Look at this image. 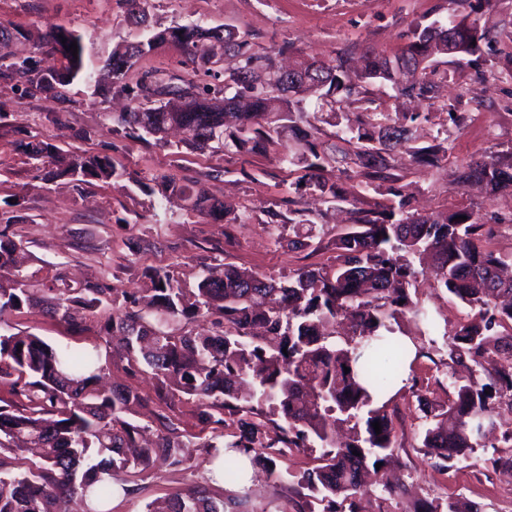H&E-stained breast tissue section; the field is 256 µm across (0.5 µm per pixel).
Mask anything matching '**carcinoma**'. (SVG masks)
<instances>
[{"mask_svg": "<svg viewBox=\"0 0 512 512\" xmlns=\"http://www.w3.org/2000/svg\"><path fill=\"white\" fill-rule=\"evenodd\" d=\"M213 29L198 24L153 31L145 42L122 43L112 50V82L97 83L105 97L115 91L135 107L115 122L131 131L143 130L163 139L168 127L186 134V145L204 152L214 145L238 152L262 151L286 132L297 140L294 152L310 171L305 186L327 200L343 199L336 182L326 176L330 162H351L370 182L394 181L388 152L405 149L420 166L438 168L448 148L438 142L412 144L407 123L389 122V114L375 106L369 86L389 83L401 97L431 100L447 74L438 59L473 55L478 42L512 41V29L490 34L476 23L452 19L434 21L412 32L400 53L390 57L375 52L362 55V66H351V53L325 61H305L288 70L296 77L281 84V69L268 51L255 48L248 34L222 27L224 54L237 60L224 79L200 89L190 79L165 80L145 72L134 84L124 76L157 45L180 46L184 64L192 70L213 71L206 46ZM45 44L66 60L60 70L37 76L35 89L54 93L84 74L83 37L48 27ZM77 43L78 54L65 46ZM189 96L193 109L171 104V98ZM356 104L362 119L336 132L355 142L349 157L339 148L334 156L319 148L309 130L300 127L307 108L336 120L342 105ZM25 152L36 161L53 157L54 146L28 142ZM79 181H109L120 176L107 155L73 159L64 170ZM486 184L490 192L512 190V163L493 156L471 160L459 169L457 184ZM163 197L179 196L192 210L206 216L223 215V204L207 195L196 182H180L169 175L154 178ZM406 202L380 210L358 212V227L336 240V263L331 270L299 268L286 282L267 278L233 264L207 270L196 291L188 292L169 271L145 270L150 287L141 294L110 299L112 313L97 319V309L111 293L105 284L72 285L62 279L48 288L51 298L18 278L3 281L15 267L18 244L0 231V322L7 314L42 304L46 312L70 323L71 307L89 311V323L74 328L84 332L96 324L98 334L118 338L116 354L132 375L149 373L156 381L157 399L169 409L168 386L195 398L201 422L214 426V441L204 444L211 459L224 467V480L242 479L244 455L256 465L274 471L271 464L285 448L319 451L320 465L303 473L301 488L323 504L320 512H356L355 500L364 492L363 471L368 465H396L394 427L382 401L399 382L408 353L390 340L392 325L407 314L425 332L434 329L426 309L412 300L409 289L419 271L404 255L426 262L431 286L441 288L462 304L477 309L476 317L448 335L445 363L452 395L446 406H432L417 394L425 416L423 447L440 460L443 470L478 447L496 428L500 406H512V335L494 327L512 322V277L502 276L512 266V253L503 254L482 244L479 213L461 209L435 217L405 210ZM212 318L216 331H198L193 324ZM495 351L499 361L485 367ZM349 372H344V368ZM103 367L97 351L51 345L32 334L0 333V382L10 386L16 401L0 405V512H66L74 496L88 505L105 506L130 487L114 480L120 472L143 471L155 460L174 468L185 464L183 448L189 439L169 415L157 414L156 439L141 442V426L127 417L130 406L145 402L136 390L101 384ZM269 406V417L257 403ZM279 415L283 423L272 416ZM354 422V436L335 439V424ZM380 422L381 433L372 423ZM235 424L232 440L224 428ZM359 455H354V452ZM14 455L4 462L5 454ZM148 512H250L246 503L215 496L204 486L171 494ZM414 512H473L472 505L455 499L442 505L422 501Z\"/></svg>", "mask_w": 512, "mask_h": 512, "instance_id": "carcinoma-1", "label": "carcinoma"}]
</instances>
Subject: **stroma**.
<instances>
[{
    "label": "stroma",
    "mask_w": 512,
    "mask_h": 512,
    "mask_svg": "<svg viewBox=\"0 0 512 512\" xmlns=\"http://www.w3.org/2000/svg\"><path fill=\"white\" fill-rule=\"evenodd\" d=\"M147 21L131 20L123 0H0V24L13 33L6 48L11 59H31L38 71L64 66L61 55L42 48L49 26L81 34L84 63L100 71L113 47L146 40L153 29L198 24L206 28L232 25L249 33L257 47L277 51L291 45L289 63L337 53L373 50L391 56L408 42L415 25L450 17L496 29L512 20V0H493L474 7L472 0H147ZM448 80L438 98L423 101L396 95L391 86L376 85L378 104L397 112L417 113L414 138L425 146L447 140L448 159L440 168L412 162L400 148L388 160L395 181L365 186L355 168L332 171L343 202H322L300 187L306 171L298 162L282 160L274 144L261 152H194L186 147L156 144L118 127L113 113L129 109L118 94L102 98L94 83L74 79L58 93H39L26 79L0 76V226L19 243L23 273L35 289H46L56 275L69 280L105 282L120 291L148 287L146 268L170 270L182 287L194 288L203 272L230 263L276 279H287L298 267L334 264L338 236L354 224L351 207L371 209L393 202L402 192L408 209L437 214L474 209L482 216L491 249L512 253V192L492 194L478 185L458 186L455 173L471 158L492 155L512 160V42L481 44L477 53L441 58ZM190 76L199 85L214 84L205 73H192L173 45L159 47L127 73L135 83L144 72ZM55 145L61 161L78 155L110 156L121 178L86 183L61 176L47 181L24 143ZM169 173L199 181L224 204V219L192 212L178 197L162 198L146 188L154 177ZM311 226L314 250L291 245L297 224ZM412 298L434 316L431 337L421 336L412 317H404L396 335L418 346L441 339L470 320L474 312L420 278ZM0 328L27 331L50 344L98 347L106 360L109 382L153 396L154 382L126 373L124 364L96 330L75 335L39 306L6 316ZM446 352L419 358L406 370L405 388L389 408L395 428V453L410 491L392 503L393 512H413L418 501L440 503L455 497L477 512H512V472L493 461L512 449H475L448 471L438 470L422 446L423 414L415 392L428 388L430 399H448ZM181 469L155 463L137 474H120L134 491L111 501L110 512H146L152 500L197 485L215 486L221 495L248 500L253 512H305L308 498L298 485L303 471L313 468V454L297 448L276 460L275 472L255 468L250 485L229 490L213 485L210 459L204 448L187 449Z\"/></svg>",
    "instance_id": "obj_1"
}]
</instances>
